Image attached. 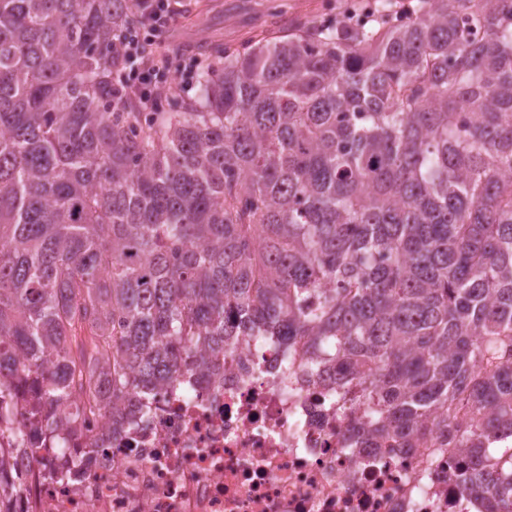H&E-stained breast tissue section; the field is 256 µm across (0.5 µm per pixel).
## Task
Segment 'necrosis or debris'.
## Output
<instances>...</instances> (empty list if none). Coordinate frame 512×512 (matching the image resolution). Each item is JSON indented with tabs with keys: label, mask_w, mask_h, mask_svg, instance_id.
<instances>
[{
	"label": "necrosis or debris",
	"mask_w": 512,
	"mask_h": 512,
	"mask_svg": "<svg viewBox=\"0 0 512 512\" xmlns=\"http://www.w3.org/2000/svg\"><path fill=\"white\" fill-rule=\"evenodd\" d=\"M287 362L275 337H239L220 373L142 397L79 483L42 478L51 449L17 447L30 381L15 376L0 455L21 487L0 512H474L458 453L347 447L353 419L332 403L335 384L283 382Z\"/></svg>",
	"instance_id": "necrosis-or-debris-1"
}]
</instances>
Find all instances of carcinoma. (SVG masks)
<instances>
[{
  "instance_id": "carcinoma-1",
  "label": "carcinoma",
  "mask_w": 512,
  "mask_h": 512,
  "mask_svg": "<svg viewBox=\"0 0 512 512\" xmlns=\"http://www.w3.org/2000/svg\"><path fill=\"white\" fill-rule=\"evenodd\" d=\"M390 2L204 41L196 95L142 112L112 107L139 0H0V420L22 365L45 478L81 476L80 414L263 327L362 412L349 446L458 448L512 512V0Z\"/></svg>"
}]
</instances>
